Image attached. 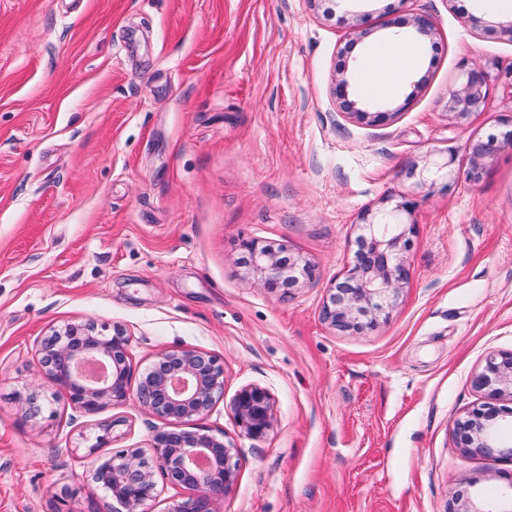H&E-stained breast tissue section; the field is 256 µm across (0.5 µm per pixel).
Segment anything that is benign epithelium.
I'll list each match as a JSON object with an SVG mask.
<instances>
[{
  "mask_svg": "<svg viewBox=\"0 0 512 512\" xmlns=\"http://www.w3.org/2000/svg\"><path fill=\"white\" fill-rule=\"evenodd\" d=\"M419 38L435 34L432 21L416 15L401 23ZM349 63L340 69L334 93L341 100L343 113L360 123L374 125L396 116L388 104L371 107L349 99L351 79ZM488 72L472 68L465 80L448 89V113L462 119L484 108ZM505 148H512V131L503 137L490 134L468 145L470 157L465 177L472 183L482 180L487 163ZM390 208L366 211L362 224L367 233L359 240L365 250L359 254L342 281L334 283L323 302V319L344 331L361 333L387 318L403 288L408 273L403 253L409 241L405 224L391 222L402 212H410L413 203L401 198L384 199ZM252 258L251 272L260 276L270 290L297 282V271L312 276L309 265L256 240L244 242ZM130 339L120 325L104 334L91 322L70 323L45 336L40 344L47 377L66 396L70 405L95 414L104 407L120 404L136 389L139 402L153 415L168 423L201 416L210 411L224 393V368L211 356L192 349L166 350L131 385ZM471 387L486 400L455 419L453 433L458 447L466 455L495 457L512 463V441L499 436L501 422L512 418V408L499 401H512V351L488 354L470 378ZM232 411L240 429L250 437H261L270 429L274 400L268 389L249 385L233 399ZM152 459L141 448H126L113 453L95 470L96 481L120 506L119 512H141V507L155 497L154 469H159L174 484L193 491L176 502L168 512H216V505L237 481L235 448L223 438L201 429L197 432L160 431L151 444ZM457 506L448 512H512V480L509 492L496 505L488 504L481 493L455 499Z\"/></svg>",
  "mask_w": 512,
  "mask_h": 512,
  "instance_id": "1",
  "label": "benign epithelium"
}]
</instances>
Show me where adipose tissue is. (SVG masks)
<instances>
[{
  "label": "adipose tissue",
  "mask_w": 512,
  "mask_h": 512,
  "mask_svg": "<svg viewBox=\"0 0 512 512\" xmlns=\"http://www.w3.org/2000/svg\"><path fill=\"white\" fill-rule=\"evenodd\" d=\"M416 64L417 52L412 46L400 40L382 43L369 51L363 61L364 86L373 96H389L399 77Z\"/></svg>",
  "instance_id": "1"
}]
</instances>
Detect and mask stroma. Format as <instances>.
Segmentation results:
<instances>
[{
	"label": "stroma",
	"instance_id": "1",
	"mask_svg": "<svg viewBox=\"0 0 512 512\" xmlns=\"http://www.w3.org/2000/svg\"><path fill=\"white\" fill-rule=\"evenodd\" d=\"M416 14L435 34L398 115L345 117L343 54ZM511 19L475 0H0V512H108L94 467L166 427L134 396L86 415L58 395L40 341L71 322L123 326L136 373L176 348L223 365V396L178 425L236 450L220 512L498 501L512 464L463 454L452 427L481 400L484 357L512 350V148L479 183L463 176L471 140L512 131V92L489 82L463 119L446 104L470 68L512 64L497 33ZM401 195L395 307L364 332L332 328L321 307L356 261L361 214ZM248 239L313 278L264 288L239 262ZM252 384L275 401L259 438L231 410Z\"/></svg>",
	"mask_w": 512,
	"mask_h": 512
}]
</instances>
